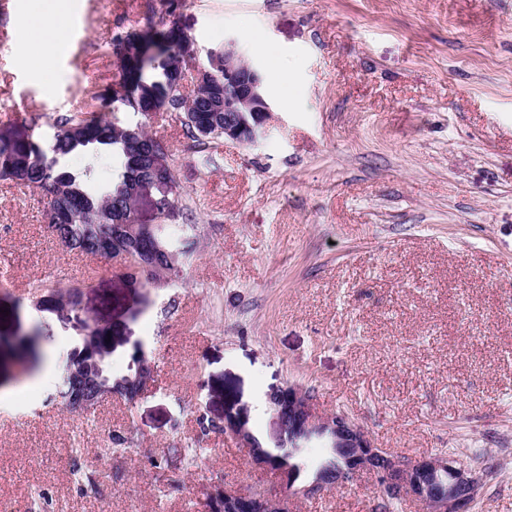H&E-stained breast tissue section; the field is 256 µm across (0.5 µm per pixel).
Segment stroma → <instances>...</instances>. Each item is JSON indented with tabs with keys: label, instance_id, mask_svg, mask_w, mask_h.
Segmentation results:
<instances>
[{
	"label": "stroma",
	"instance_id": "obj_1",
	"mask_svg": "<svg viewBox=\"0 0 512 512\" xmlns=\"http://www.w3.org/2000/svg\"><path fill=\"white\" fill-rule=\"evenodd\" d=\"M0 0V134L46 136L57 118L98 110L116 69L109 41L160 0H41L69 16L49 74L28 69L19 13ZM178 22L197 63L244 33L274 52L291 85L265 86L272 135L204 150L175 112H152L168 147L193 252L165 288L77 257L50 235L39 196L0 183V335L37 331L40 351L69 347L80 320L34 310L37 280L80 286L84 312L156 366L134 403L66 411L49 376L21 384L0 359V501L8 512H202L212 482L259 473L230 433L264 446L267 395L294 383L408 458L448 454L482 472L470 512H512V0H186ZM150 305L133 315L134 298ZM130 429L113 453L108 435ZM200 446L197 466L156 469L164 450ZM96 482L81 491V476ZM371 478L297 512H378Z\"/></svg>",
	"mask_w": 512,
	"mask_h": 512
}]
</instances>
